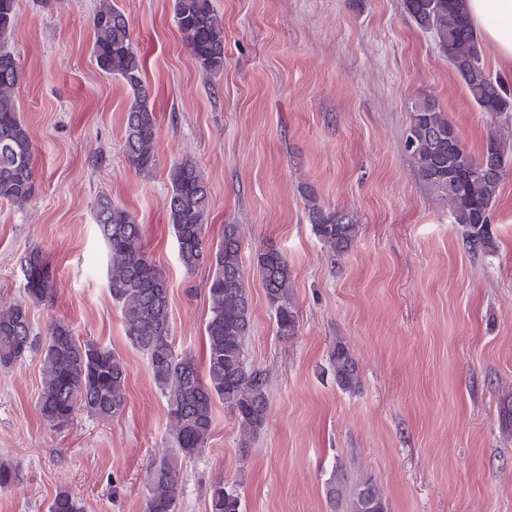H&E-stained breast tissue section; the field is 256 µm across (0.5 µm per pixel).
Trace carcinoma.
<instances>
[{
	"mask_svg": "<svg viewBox=\"0 0 512 512\" xmlns=\"http://www.w3.org/2000/svg\"><path fill=\"white\" fill-rule=\"evenodd\" d=\"M16 6L17 0H0V43L14 28ZM173 9L184 44L199 68L208 75L221 73L224 23L212 0H173ZM404 9L446 54L482 111L497 116L512 112V87L486 68L464 0H404ZM93 26L96 66L105 74L120 76L132 93L123 131L125 161L136 172L148 173L156 165L157 117L143 82L129 19L111 0H101ZM20 79L14 54L0 47V202L17 207L25 206L36 191L30 133L14 98ZM406 150L420 180L448 200L449 213L453 223L462 227L467 249L474 253L491 250L492 204L508 166L501 144L491 138L481 157L473 156L447 113L432 97L424 96L412 105ZM168 180L171 189L166 211L180 262L189 273L202 267L211 271L204 374L193 355H179L173 348L168 280L142 248V225L107 197L100 198L95 209V223L112 260L108 290L120 307L125 336L148 360L151 377L166 399L171 424L170 449L154 462L150 473L145 512H178L181 461L206 447L215 401L224 402V407L252 431L262 427L267 411L264 381L259 373L249 371L245 351L252 309L239 230L226 224L217 244L206 245L209 187L204 174L195 163L185 161L171 168ZM308 212L315 235L333 256L344 255L357 236L358 225L345 214L322 208L311 193ZM23 263L30 269L24 284L27 297L0 311L1 366L20 361L36 349L28 300L44 302L55 296L53 273L39 251L29 252ZM254 263L275 314L277 334L283 338L295 335L299 316L288 259L277 248L267 246L256 253ZM42 354L38 407L53 427H67L80 408L99 418L123 411L127 373L115 352L94 341H82L71 328L57 324ZM330 364L338 388L348 392L357 389L358 364L344 343H336ZM48 512L82 509L71 493L60 491ZM209 512H242L235 486L215 484L210 490ZM349 512H386L385 501L372 480L355 489Z\"/></svg>",
	"mask_w": 512,
	"mask_h": 512,
	"instance_id": "carcinoma-1",
	"label": "carcinoma"
}]
</instances>
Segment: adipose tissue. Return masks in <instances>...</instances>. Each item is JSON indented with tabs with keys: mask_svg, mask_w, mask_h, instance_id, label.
I'll return each mask as SVG.
<instances>
[{
	"mask_svg": "<svg viewBox=\"0 0 512 512\" xmlns=\"http://www.w3.org/2000/svg\"><path fill=\"white\" fill-rule=\"evenodd\" d=\"M470 24L500 65L512 67V0H466Z\"/></svg>",
	"mask_w": 512,
	"mask_h": 512,
	"instance_id": "ef3b65f1",
	"label": "adipose tissue"
}]
</instances>
